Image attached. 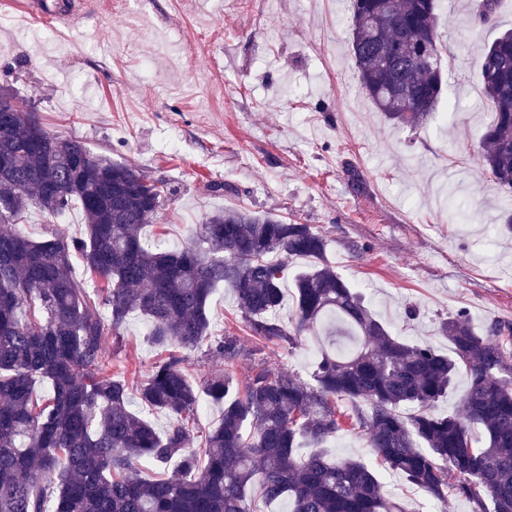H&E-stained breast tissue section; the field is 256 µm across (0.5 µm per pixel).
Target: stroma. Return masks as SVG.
I'll list each match as a JSON object with an SVG mask.
<instances>
[{
    "label": "stroma",
    "mask_w": 512,
    "mask_h": 512,
    "mask_svg": "<svg viewBox=\"0 0 512 512\" xmlns=\"http://www.w3.org/2000/svg\"><path fill=\"white\" fill-rule=\"evenodd\" d=\"M348 0H92L73 24L26 17L0 0V87L35 108L51 134L167 182L173 194L147 238L179 250L195 225L245 207L328 240L326 259L402 339L451 345L442 319L512 322V196L491 185L478 135L493 119L481 53L512 28V0L476 26L469 0H444V90L428 123L398 129L361 89L349 54ZM221 191H213V184ZM457 218H449L450 205ZM35 242L82 237L79 208L30 207ZM416 307L407 317V307ZM212 333L239 336L245 379L257 362L307 375L318 343L295 350L251 337L229 290L209 303ZM129 316L106 346L132 385L168 351Z\"/></svg>",
    "instance_id": "1"
}]
</instances>
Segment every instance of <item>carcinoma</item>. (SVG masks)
Wrapping results in <instances>:
<instances>
[{"mask_svg":"<svg viewBox=\"0 0 512 512\" xmlns=\"http://www.w3.org/2000/svg\"><path fill=\"white\" fill-rule=\"evenodd\" d=\"M470 2L471 20L495 19L499 0ZM440 8V0H350L358 82L396 127L426 124L441 98ZM481 59L494 119L479 136V160L492 184L512 193V29ZM2 127L0 156L13 166L0 171V512H257L256 486L263 503L286 498L291 512H403L378 464L436 502L452 494L471 512H512V323L477 330L462 311L448 317L440 330L449 355L400 339L326 262L322 232L246 208L210 215L182 250L161 251L143 229L157 219L164 182L48 133L4 90ZM76 154L88 159L77 172ZM74 204L85 217L82 238L34 242L15 224L31 205L57 215ZM74 255L105 283L101 294L73 278ZM293 257L311 265L294 278L286 326L276 311ZM222 285L256 339L292 350L335 322L354 344L321 347L308 379L261 362L241 383L231 370L246 355L240 338L210 334L208 303ZM133 313L150 322L156 346L205 344L228 366L194 377L171 356L152 367L139 399L171 417L162 434L130 408L125 373L113 370L105 346ZM461 370L467 389L441 414L438 402ZM37 379L52 386L41 403ZM202 392L222 416L196 449L191 417ZM340 402L353 405L351 416ZM347 418L376 465L299 456L302 441L320 446ZM144 460L173 464L177 475L145 478Z\"/></svg>","mask_w":512,"mask_h":512,"instance_id":"cac0c4a2","label":"carcinoma"}]
</instances>
